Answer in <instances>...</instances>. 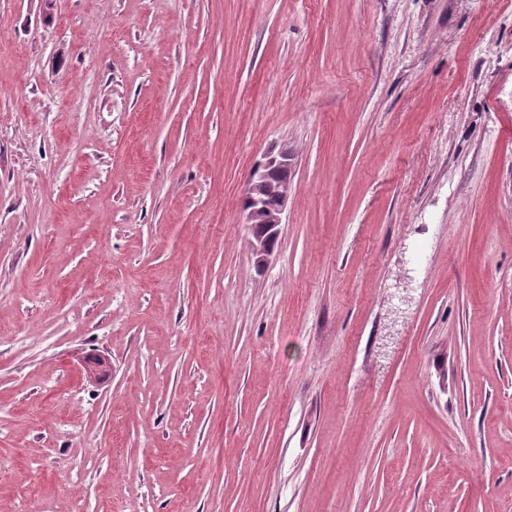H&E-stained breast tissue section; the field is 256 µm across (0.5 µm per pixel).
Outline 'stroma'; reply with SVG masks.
<instances>
[{"mask_svg": "<svg viewBox=\"0 0 512 512\" xmlns=\"http://www.w3.org/2000/svg\"><path fill=\"white\" fill-rule=\"evenodd\" d=\"M0 14V512H512V0ZM290 154L288 146L280 148L277 153H268L264 161L261 162L253 174V178L247 190L245 198L251 204V208L244 211L246 215V224H254V220L260 215L259 213H266L264 215V222L269 224L277 237L280 234V226L282 224V215L289 196L291 195L292 188H288L279 194L278 204L274 210H267L265 208V199L263 198V190L270 183V176L276 169L282 165L289 163Z\"/></svg>", "mask_w": 512, "mask_h": 512, "instance_id": "1", "label": "stroma"}]
</instances>
